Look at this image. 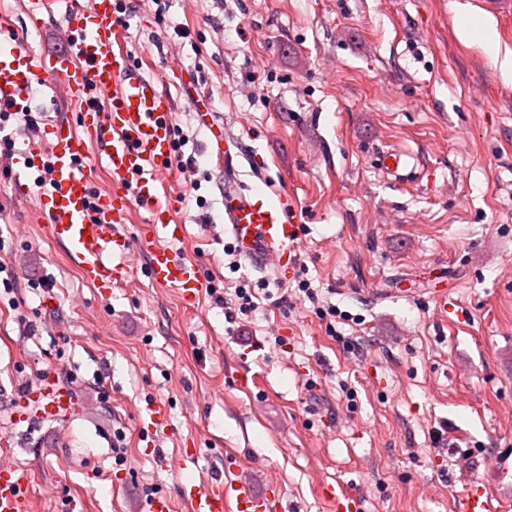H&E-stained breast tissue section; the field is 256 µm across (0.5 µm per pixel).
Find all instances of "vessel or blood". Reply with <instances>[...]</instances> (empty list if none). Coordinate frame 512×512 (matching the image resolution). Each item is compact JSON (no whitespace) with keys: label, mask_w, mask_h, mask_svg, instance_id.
<instances>
[{"label":"vessel or blood","mask_w":512,"mask_h":512,"mask_svg":"<svg viewBox=\"0 0 512 512\" xmlns=\"http://www.w3.org/2000/svg\"><path fill=\"white\" fill-rule=\"evenodd\" d=\"M116 0H85L65 7V50L46 63L16 39L3 37L8 17L0 18V105L11 111L29 108L35 81L58 79L75 112L46 125L35 139L15 150L22 168L38 167L49 156L52 169L35 199V207L52 238L62 244L85 280L100 288L119 286L144 272L158 286L174 288L195 300L208 287L196 260L169 247L179 225L171 207L159 201V185L172 157V101L158 85L136 73L116 22ZM104 95L90 104L91 91ZM104 145L111 182L93 192L85 164L92 144ZM150 210V244L143 266L127 262L129 239L122 233L134 203ZM224 224L243 259L259 269L273 267L278 279L294 275L302 232L286 193L275 196L232 185L224 191ZM71 396L53 386L41 388L43 416L66 412ZM28 473L0 465V512H27ZM188 512H281L279 496L255 494L247 486L220 483L185 487ZM462 512H493L482 485L472 484L461 500Z\"/></svg>","instance_id":"obj_1"}]
</instances>
